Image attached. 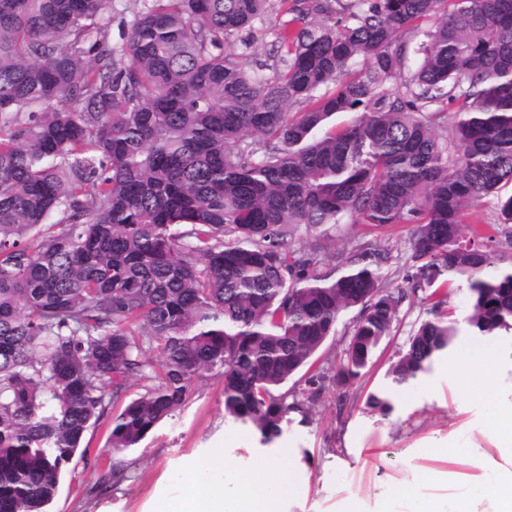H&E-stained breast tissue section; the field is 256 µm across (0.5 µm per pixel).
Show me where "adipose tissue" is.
I'll list each match as a JSON object with an SVG mask.
<instances>
[{"instance_id": "ef3b65f1", "label": "adipose tissue", "mask_w": 512, "mask_h": 512, "mask_svg": "<svg viewBox=\"0 0 512 512\" xmlns=\"http://www.w3.org/2000/svg\"><path fill=\"white\" fill-rule=\"evenodd\" d=\"M498 355L486 346L466 352L456 368L461 384L480 381L484 391L495 386ZM222 456L198 462L192 474L184 476L181 499L162 504L159 512H281L285 499L299 491L295 474L279 461L259 460L252 472L237 478L235 498H227L212 478L222 468Z\"/></svg>"}]
</instances>
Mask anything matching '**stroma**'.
<instances>
[{
	"mask_svg": "<svg viewBox=\"0 0 512 512\" xmlns=\"http://www.w3.org/2000/svg\"><path fill=\"white\" fill-rule=\"evenodd\" d=\"M284 17L270 9L242 38L248 44L247 66L270 62L274 33ZM413 225L377 230L365 224H341L323 239L329 254L338 255L373 239L390 248L393 263L382 280L390 289L407 288ZM427 291L403 302L391 332L373 350L360 376L339 386L340 367L334 354L352 328L355 310L343 313L336 336L316 354L322 388L308 420L291 414L276 443L264 445L258 432L224 411L223 379L211 372L199 382L187 404L167 419L123 458L124 479L111 480L113 453L107 424L90 428L84 437L86 462L65 467L50 512H158L162 502L182 495L178 475L191 473L201 459L223 453L240 474L257 460L279 459L288 464L302 490L288 497L282 512H414L422 493L447 501L471 498L479 512H493L483 492L496 473L512 469V453L498 448L489 418L490 408L512 404V331L493 340L501 359L496 394L464 386L451 366L468 350L485 345L467 324L471 313L465 283L448 286V309L457 323L455 345L431 370L409 385L395 387L391 366L405 352L408 340L428 319ZM388 397L392 409L383 412L367 404L369 395Z\"/></svg>",
	"mask_w": 512,
	"mask_h": 512,
	"instance_id": "35a3bbf8",
	"label": "stroma"
}]
</instances>
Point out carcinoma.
<instances>
[{"label":"carcinoma","mask_w":512,"mask_h":512,"mask_svg":"<svg viewBox=\"0 0 512 512\" xmlns=\"http://www.w3.org/2000/svg\"><path fill=\"white\" fill-rule=\"evenodd\" d=\"M269 2L151 0L114 47L112 0H0V512H49L89 428L137 448L217 367L225 413L274 443L309 414L282 387L347 310L343 386L450 277L474 333L512 330V266L488 272L489 243L512 248V0H279L271 76L232 42ZM485 198L497 221L465 223ZM347 217L415 225L411 287L382 285L378 239L324 253ZM431 297L398 385L453 347ZM435 26V20L433 17L427 18L423 20L420 24L419 33L416 37L413 38L412 43L409 47V54L407 56V59L405 60V66L402 71V79H408L410 75L413 73V71L417 68L421 56L416 54L413 51V48H415L420 42L425 40V37L423 36V33L429 30H432Z\"/></svg>","instance_id":"obj_1"}]
</instances>
